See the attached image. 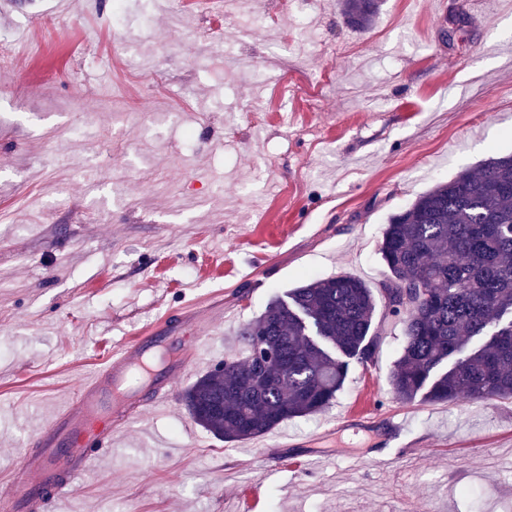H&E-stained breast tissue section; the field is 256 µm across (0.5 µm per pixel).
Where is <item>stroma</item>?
Returning a JSON list of instances; mask_svg holds the SVG:
<instances>
[{
	"label": "stroma",
	"instance_id": "35a3bbf8",
	"mask_svg": "<svg viewBox=\"0 0 512 512\" xmlns=\"http://www.w3.org/2000/svg\"><path fill=\"white\" fill-rule=\"evenodd\" d=\"M0 0V480L113 346L224 304L207 353L275 298L347 274L378 287L389 218L512 153V0ZM313 85L310 109L289 84ZM352 361L318 442L262 462L183 401L146 410L55 512H512V400L396 401L401 320ZM381 414L336 434L339 416Z\"/></svg>",
	"mask_w": 512,
	"mask_h": 512
}]
</instances>
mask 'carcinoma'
Returning <instances> with one entry per match:
<instances>
[{
    "label": "carcinoma",
    "instance_id": "obj_1",
    "mask_svg": "<svg viewBox=\"0 0 512 512\" xmlns=\"http://www.w3.org/2000/svg\"><path fill=\"white\" fill-rule=\"evenodd\" d=\"M374 9V0H345L359 25ZM379 256L387 271L382 290L424 289L408 306L383 297L388 314L405 327L389 378L395 398L408 402L424 391L436 402L512 399V155L440 181L393 214ZM377 306L373 288L346 275L273 300L240 328L244 356L225 357L185 391L190 415L234 442L322 411L342 390L349 361L375 358ZM488 330L486 344L462 355ZM259 344L288 366L261 365Z\"/></svg>",
    "mask_w": 512,
    "mask_h": 512
}]
</instances>
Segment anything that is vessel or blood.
I'll return each instance as SVG.
<instances>
[{"label":"vessel or blood","mask_w":512,"mask_h":512,"mask_svg":"<svg viewBox=\"0 0 512 512\" xmlns=\"http://www.w3.org/2000/svg\"><path fill=\"white\" fill-rule=\"evenodd\" d=\"M188 321L163 319L161 326L122 341L84 375L63 404L31 432L29 451L15 464V477L0 491V512H52L73 495L79 481L112 450L118 431L136 421L145 407H165L176 398L180 380L200 358L199 342L182 344L162 371H154L153 349L177 341ZM154 390L147 405L137 404L141 380Z\"/></svg>","instance_id":"obj_1"}]
</instances>
